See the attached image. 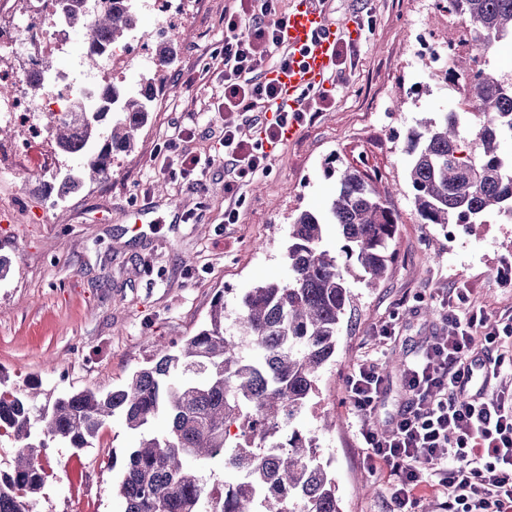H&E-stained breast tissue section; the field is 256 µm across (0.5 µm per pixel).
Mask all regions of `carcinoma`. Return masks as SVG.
Instances as JSON below:
<instances>
[{
  "label": "carcinoma",
  "mask_w": 512,
  "mask_h": 512,
  "mask_svg": "<svg viewBox=\"0 0 512 512\" xmlns=\"http://www.w3.org/2000/svg\"><path fill=\"white\" fill-rule=\"evenodd\" d=\"M119 2L57 4L71 28L87 30L94 43L84 60L89 69L97 68L105 45L136 28V14ZM447 12L469 19L483 50L512 40V0H449ZM175 54L167 35L139 92L107 89V109L73 100L71 118L57 122L52 135L62 160L78 156L81 167L57 169L58 198L107 178L112 158L134 149L155 88L163 86L162 68ZM446 76L476 111L447 113L408 134V177L421 223L472 224L494 207L512 216V156L499 148L501 139L512 138V80L460 66ZM326 170L336 175V196L327 213L303 211L288 225V278L245 291L233 321L218 297L205 328L175 350L156 345L151 365L106 394L86 388L44 398L35 381L0 387V437L18 443L9 470L0 471V512H32L48 482L47 448H93L117 415L138 436L117 485L124 512H295L298 501L307 512H341L316 432L294 420L336 355L341 324L358 309L348 273L358 270L368 288L379 285L396 260L390 244L398 217L377 175L352 165ZM325 224L336 225L344 259L323 246ZM161 415L167 425L158 430ZM284 431L275 452L261 449L267 436ZM217 465L232 479L211 480Z\"/></svg>",
  "instance_id": "obj_1"
}]
</instances>
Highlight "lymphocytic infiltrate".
<instances>
[{
  "instance_id": "obj_1",
  "label": "lymphocytic infiltrate",
  "mask_w": 512,
  "mask_h": 512,
  "mask_svg": "<svg viewBox=\"0 0 512 512\" xmlns=\"http://www.w3.org/2000/svg\"><path fill=\"white\" fill-rule=\"evenodd\" d=\"M276 4L237 0L224 13V51L216 68L224 79L221 106L237 117L225 123L219 141L228 174V224L239 220L245 184L268 174L269 147L283 141L288 128L299 127L307 113L334 104L321 94L295 110L278 107L280 89L261 70L268 62L287 67L295 52L284 39L288 18ZM194 137L191 128L173 135L167 166L200 186L211 162L185 149ZM442 311L451 330L434 336L407 364L408 399L392 418L391 432H376L368 422L382 384L374 360L361 359L349 375L346 400L359 418L362 464L372 472L390 468V512H406L415 493L432 485L417 469L421 462L430 463L437 478L432 486L442 497L441 512H512V386L489 397L467 393L475 380L499 377L502 359L486 362L479 352L491 350L499 335L511 336L512 324L499 333L487 330L482 308L465 288L443 301Z\"/></svg>"
}]
</instances>
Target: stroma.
<instances>
[{"mask_svg":"<svg viewBox=\"0 0 512 512\" xmlns=\"http://www.w3.org/2000/svg\"><path fill=\"white\" fill-rule=\"evenodd\" d=\"M439 0H322L333 24L353 27L355 51L332 71L335 103L304 122L271 154L269 174L244 189L238 223L224 221V156L216 148L224 122L214 102L224 81L206 70L224 48V12L234 0H193L190 35L164 72L149 121L132 153L115 157L107 180L84 186L52 211L51 187H21L14 215L0 220V254L12 268L0 280V378L41 381L56 395L109 391L146 364L156 341L181 343L206 323L216 296L234 304L248 288L288 275V226L302 211L323 212L335 196L329 159L378 173L399 216L396 261L381 284L360 289L359 312L343 323L335 358L319 373V390L296 425L317 430L320 459L336 479L343 512H388L389 471L358 461V422L345 402L346 380L364 356L378 362L383 393L369 416L388 430L407 402L403 369L445 326L440 300L455 288L480 296L487 326L512 322V217L489 212L473 224H424L406 173L407 135L422 119L463 111L458 87L445 80L449 61L475 53L466 21L440 16ZM89 36L72 30L69 48L50 54V73L91 79L83 59ZM456 52H449V45ZM192 126L193 151L211 159L204 185L162 167L177 127ZM147 212L154 228L134 231ZM391 337H382V327ZM336 425L318 430L320 416ZM120 418L104 428L96 496L85 500L73 449L51 448L49 486L38 512H123L113 459L135 446Z\"/></svg>","mask_w":512,"mask_h":512,"instance_id":"1","label":"stroma"}]
</instances>
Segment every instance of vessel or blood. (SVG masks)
Here are the masks:
<instances>
[{"label": "vessel or blood", "instance_id": "b4317fda", "mask_svg": "<svg viewBox=\"0 0 512 512\" xmlns=\"http://www.w3.org/2000/svg\"><path fill=\"white\" fill-rule=\"evenodd\" d=\"M284 34L296 51V60L288 68L272 70L270 77L280 86L283 101L293 108L305 93L324 87L336 64L339 32L327 24L315 0H297Z\"/></svg>", "mask_w": 512, "mask_h": 512}]
</instances>
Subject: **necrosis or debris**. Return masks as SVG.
<instances>
[{
    "mask_svg": "<svg viewBox=\"0 0 512 512\" xmlns=\"http://www.w3.org/2000/svg\"><path fill=\"white\" fill-rule=\"evenodd\" d=\"M23 18L20 24L0 25V80L15 87L11 96L0 98V124L20 130L19 136L0 138V172L12 173L20 161L26 179L46 182L62 156L49 132V119L68 116L75 92H82L88 102H96L116 74L131 66L134 59L147 56L150 42L139 36L109 49L103 69L88 83L81 85L76 79L55 76L48 78L46 90L38 91L33 84L42 73V56L66 47L70 25L53 0H27ZM22 54L27 55L28 66L20 71L13 60Z\"/></svg>",
    "mask_w": 512,
    "mask_h": 512,
    "instance_id": "1",
    "label": "necrosis or debris"
}]
</instances>
